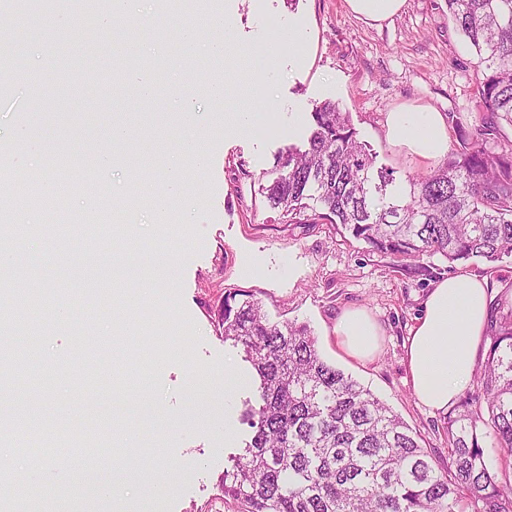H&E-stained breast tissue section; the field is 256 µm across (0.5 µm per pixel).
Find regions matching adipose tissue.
Instances as JSON below:
<instances>
[{
	"label": "adipose tissue",
	"mask_w": 512,
	"mask_h": 512,
	"mask_svg": "<svg viewBox=\"0 0 512 512\" xmlns=\"http://www.w3.org/2000/svg\"><path fill=\"white\" fill-rule=\"evenodd\" d=\"M386 133L422 164L448 152L444 117L430 108L388 113ZM489 312L486 282L469 274L449 276L428 293L408 338L406 361L413 394L431 412H447L471 385ZM378 336L376 323L359 309L345 312L336 324L339 346L361 361L374 356Z\"/></svg>",
	"instance_id": "adipose-tissue-1"
}]
</instances>
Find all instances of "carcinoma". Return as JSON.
Instances as JSON below:
<instances>
[{
    "instance_id": "carcinoma-1",
    "label": "carcinoma",
    "mask_w": 512,
    "mask_h": 512,
    "mask_svg": "<svg viewBox=\"0 0 512 512\" xmlns=\"http://www.w3.org/2000/svg\"><path fill=\"white\" fill-rule=\"evenodd\" d=\"M111 11L112 0H75L73 16ZM448 15L477 57L479 107L512 125V0H448ZM311 117L307 143L282 153L265 187L271 208L338 224L396 262L512 257V142L497 126L460 135L461 149L436 169L397 177L376 165L338 103ZM20 185L26 205L42 206L34 182ZM220 317L258 380L257 404L242 414L251 436L224 470V495L243 512H512V476L492 475L483 449L512 456L511 288L490 306L477 396L447 414L446 470L391 408L323 359L307 326L272 322L259 302L234 295Z\"/></svg>"
}]
</instances>
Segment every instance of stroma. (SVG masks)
I'll return each mask as SVG.
<instances>
[{
    "label": "stroma",
    "mask_w": 512,
    "mask_h": 512,
    "mask_svg": "<svg viewBox=\"0 0 512 512\" xmlns=\"http://www.w3.org/2000/svg\"><path fill=\"white\" fill-rule=\"evenodd\" d=\"M212 10L226 24L201 27L198 40L223 39L250 53L251 69L238 68L230 57L217 62L193 55L173 70L160 58L154 95L129 108L112 74L129 70L136 59L117 57L111 42L138 29L136 15L108 31L95 19L78 22L54 7L43 16H0V28L17 34L22 51L9 55L0 43V84L10 87L0 98V166L14 168L18 180L37 176L59 190L62 203L58 211L15 203L6 213L9 223L29 230L11 241L15 264L8 276L34 282L40 301L22 304V317L8 332L23 337L19 349L30 366L24 377L10 375V398L31 415L25 436L0 435V471L17 486L0 512L44 508L27 492L30 459L15 451L16 443L40 448L52 438L65 448L59 423L104 416L114 435L127 430L134 436L127 455L138 475L118 489L124 512H240L225 497L222 480L231 454L250 433L241 414L256 385L239 349L225 343L218 319L225 295L234 292L259 301L271 321L307 325L325 360L391 407L439 467L449 463L444 416L414 397L404 343L437 282L462 272L485 277L487 263L451 264L434 256L423 258L419 270L397 266L343 237L339 226L290 221L262 192L275 176L279 153L303 143L315 104L326 100L350 113L379 164L401 174L423 166L387 140L388 112L429 107L460 117L467 127L482 120L476 57L449 18L447 0H405L378 24L356 18L346 0H214ZM298 21L309 28L304 65L288 50L267 51L272 34ZM229 69L266 130L230 122L242 96L220 105L210 98L214 76ZM61 82L70 87L64 99L52 93ZM181 94L190 99L193 117L169 122ZM33 123L50 125L56 144L40 151L23 143L19 134ZM116 123L148 132L149 140L126 145L128 160L94 173V158L112 151ZM199 151L206 156L201 169ZM175 161L188 172L178 186L167 177ZM91 177L98 185L92 196L82 189ZM138 183L152 194L126 209L123 201ZM155 194L170 196L176 206L195 201L190 223L155 224ZM133 249L153 274L150 292H142L132 272L119 287L104 282L88 292L84 273ZM64 288L71 317L62 323L48 313ZM349 309L365 310L382 329L372 360L351 358L337 343L336 323ZM83 336L101 343L94 364L79 349ZM64 362L75 370L93 366L97 382L77 391L60 372ZM40 466L67 470L77 482L74 512H112L111 499L90 493L82 460L62 455Z\"/></svg>",
    "instance_id": "stroma-1"
}]
</instances>
